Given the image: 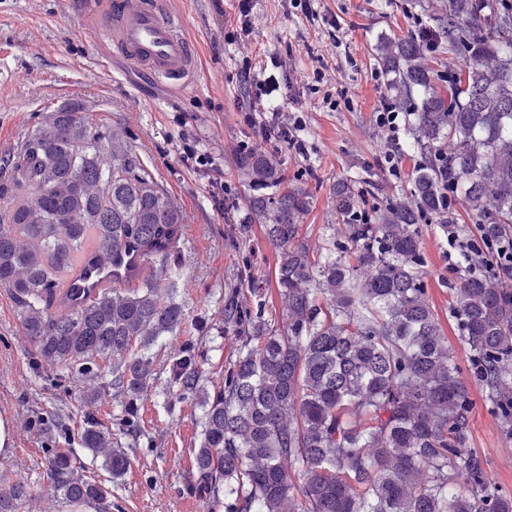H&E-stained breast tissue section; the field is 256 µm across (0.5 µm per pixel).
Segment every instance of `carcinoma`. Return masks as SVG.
<instances>
[{
  "label": "carcinoma",
  "instance_id": "1",
  "mask_svg": "<svg viewBox=\"0 0 512 512\" xmlns=\"http://www.w3.org/2000/svg\"><path fill=\"white\" fill-rule=\"evenodd\" d=\"M438 41L469 57L467 69L431 70L425 57ZM377 62L392 75L387 97L413 116L410 146L433 157L409 197L370 213L360 188L336 184V232L348 251L311 250L302 233L310 192L278 190L281 161L233 156L252 188L247 223L264 225L277 251L282 311L264 318L262 303L250 302L255 287L230 294L221 333L239 348L211 391L201 386L206 356L195 341L173 359L172 390L202 409L188 488L209 512H512V495L468 447L470 393L421 283L417 229L429 215L453 223L446 192L459 189L485 238L512 237V3L446 0L428 26L381 41ZM0 202V287L12 291L39 360L84 382L97 377V360L111 359L135 431L151 346L185 320L161 288L178 275L167 260L182 211L124 137L96 130L74 102L47 110L4 156ZM90 227L103 258L139 252L160 262L159 274L138 269L87 302L60 295L58 276ZM453 294L474 377L512 434V288L471 275ZM81 440L112 475L131 468L95 418ZM45 474L70 507L111 512V493L84 478L71 449H52Z\"/></svg>",
  "mask_w": 512,
  "mask_h": 512
}]
</instances>
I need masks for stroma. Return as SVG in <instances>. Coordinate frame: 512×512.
I'll return each mask as SVG.
<instances>
[{"mask_svg":"<svg viewBox=\"0 0 512 512\" xmlns=\"http://www.w3.org/2000/svg\"><path fill=\"white\" fill-rule=\"evenodd\" d=\"M87 2L0 0V155L20 147L45 108L70 102L87 105L95 128L124 132L133 156L185 217L176 299L186 323L151 348L154 374L139 404L141 430L132 434L123 421V397L110 385L111 360H101L99 378L81 385L66 369L38 362L20 307L9 289L0 288V417L11 426L8 449L0 452V492L18 482L27 486V497L11 502V512H72L50 488L45 458L49 449L62 447L64 429L80 431L85 417L93 416L132 460L115 479L80 440L72 442L85 476L111 488L112 512H207L206 503L186 490L202 411L170 390L171 359L187 337H198L208 352L202 383L212 387L238 348L233 335L220 333L229 294L257 281L265 317L281 312L276 251L262 225L244 223L250 190L224 151L251 133L243 114L249 98L237 80L242 58L266 64L276 52L291 50L290 68L277 73L275 98L283 112L302 118L308 154L283 153L285 183L311 193L302 221L310 246L340 251L346 240L330 230L337 181L361 183L373 206L406 195L424 160L420 149L409 147L404 129L400 173L390 171V144L377 124L388 78L377 66L376 49L380 36L400 37L426 22L437 0H316L312 21L288 0H251L250 32L238 47L217 37L236 0L219 7L213 0H171L198 51L195 80L183 92L123 58L100 56L83 25ZM188 142L212 158L211 168L183 164ZM228 195L236 198L237 211L225 212ZM418 230L422 285L473 402L469 445L496 484L512 493V435L502 430L472 376L453 311L452 290L468 270L448 266L447 225L426 220Z\"/></svg>","mask_w":512,"mask_h":512,"instance_id":"35a3bbf8","label":"stroma"}]
</instances>
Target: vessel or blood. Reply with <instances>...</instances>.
I'll list each match as a JSON object with an SVG mask.
<instances>
[{"mask_svg": "<svg viewBox=\"0 0 512 512\" xmlns=\"http://www.w3.org/2000/svg\"><path fill=\"white\" fill-rule=\"evenodd\" d=\"M184 21L170 0H108L94 9L88 29L99 46L120 55L168 82L175 89L191 86L197 71V52L183 30ZM112 285V264L88 250L62 278L61 287L79 298H94Z\"/></svg>", "mask_w": 512, "mask_h": 512, "instance_id": "vessel-or-blood-1", "label": "vessel or blood"}]
</instances>
